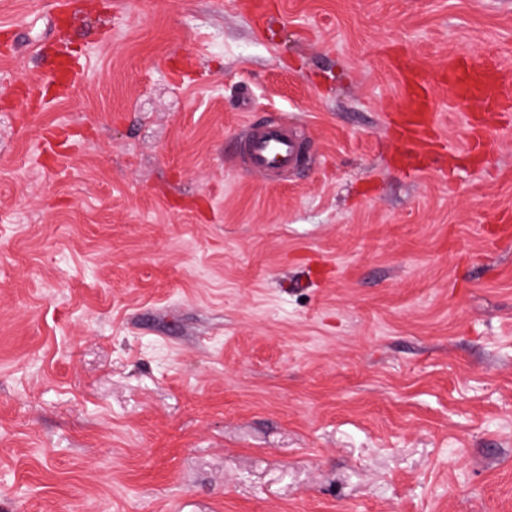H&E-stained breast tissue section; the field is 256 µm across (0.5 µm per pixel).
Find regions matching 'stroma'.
<instances>
[{
  "instance_id": "35a3bbf8",
  "label": "stroma",
  "mask_w": 512,
  "mask_h": 512,
  "mask_svg": "<svg viewBox=\"0 0 512 512\" xmlns=\"http://www.w3.org/2000/svg\"><path fill=\"white\" fill-rule=\"evenodd\" d=\"M452 56L512 0H0V512H512V105L392 125ZM241 140L239 162L250 174L269 179L286 175L302 163L303 147L288 120L271 119L263 124L248 123Z\"/></svg>"
}]
</instances>
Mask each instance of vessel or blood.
<instances>
[{"mask_svg":"<svg viewBox=\"0 0 512 512\" xmlns=\"http://www.w3.org/2000/svg\"><path fill=\"white\" fill-rule=\"evenodd\" d=\"M440 85L449 100L467 99L484 110L493 111L512 99V69L496 60L474 66L452 58L442 72L432 75L411 71L405 106L398 113L396 127L406 145L423 149L435 128V116L420 91L430 84ZM240 143L239 162L250 174L261 178L285 175L302 163L303 147L287 120L276 118L265 123L247 124Z\"/></svg>","mask_w":512,"mask_h":512,"instance_id":"b4317fda","label":"vessel or blood"}]
</instances>
